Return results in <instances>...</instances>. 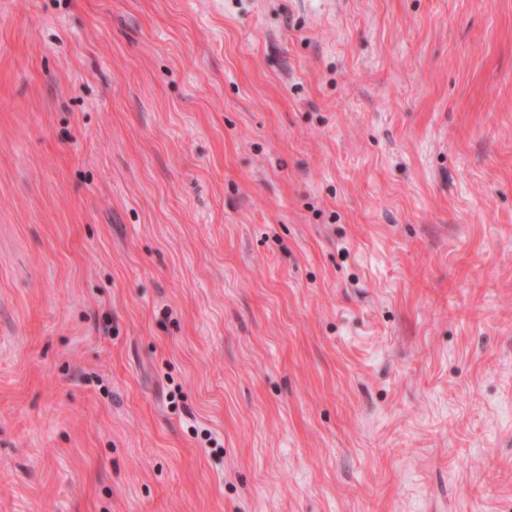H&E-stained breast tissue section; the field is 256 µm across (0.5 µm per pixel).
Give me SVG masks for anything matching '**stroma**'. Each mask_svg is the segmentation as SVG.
Wrapping results in <instances>:
<instances>
[{
	"instance_id": "obj_1",
	"label": "stroma",
	"mask_w": 512,
	"mask_h": 512,
	"mask_svg": "<svg viewBox=\"0 0 512 512\" xmlns=\"http://www.w3.org/2000/svg\"><path fill=\"white\" fill-rule=\"evenodd\" d=\"M0 512H512V0H0Z\"/></svg>"
}]
</instances>
